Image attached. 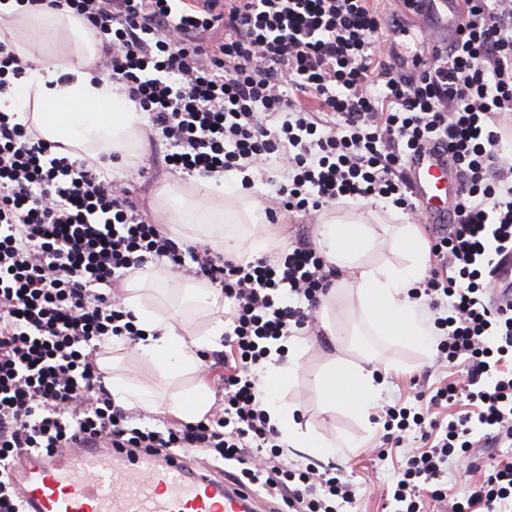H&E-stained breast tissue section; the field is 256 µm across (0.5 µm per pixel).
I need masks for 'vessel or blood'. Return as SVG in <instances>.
Listing matches in <instances>:
<instances>
[{
    "label": "vessel or blood",
    "mask_w": 512,
    "mask_h": 512,
    "mask_svg": "<svg viewBox=\"0 0 512 512\" xmlns=\"http://www.w3.org/2000/svg\"><path fill=\"white\" fill-rule=\"evenodd\" d=\"M463 36L461 0H424L412 25ZM412 198L426 221H455L460 178L449 154L430 152L409 164ZM26 512H251L252 493L233 482L187 468L177 455L127 453L95 442L74 444L45 460L26 457L14 468Z\"/></svg>",
    "instance_id": "1"
}]
</instances>
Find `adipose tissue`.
I'll use <instances>...</instances> for the list:
<instances>
[{"instance_id": "obj_1", "label": "adipose tissue", "mask_w": 512, "mask_h": 512, "mask_svg": "<svg viewBox=\"0 0 512 512\" xmlns=\"http://www.w3.org/2000/svg\"><path fill=\"white\" fill-rule=\"evenodd\" d=\"M0 12L15 17L17 25L27 29L24 38L14 45L24 73L10 92L0 95V111L27 116L42 138L81 149L88 158H97L104 151L139 158L143 114L100 68L101 46L82 20L50 8L22 9L15 0L0 5ZM50 34L71 40V49L55 57L44 54L41 45ZM243 178V173L234 171L207 180L188 198L167 185L160 189L159 196L177 206L182 223L208 226L209 244L214 251L231 252L249 262L268 249V238L253 234L243 248L224 231L228 224L256 225L265 220L260 202L243 192ZM365 205V200L354 201L345 215L322 220L316 227L318 245L326 262L342 271L341 287L355 295L378 335L428 351L434 327L409 297L410 289L425 276L427 245L411 223L397 225L390 239H383L375 225L367 223L362 213ZM385 244L399 255V262L369 261V254ZM152 286L146 271L137 272L126 285L124 305L142 332L133 353L149 361L162 376L197 375L196 384L168 406L167 412L185 422L201 420L212 407L213 394L199 377L203 364L200 353L222 347L224 320L218 312L224 301L213 288L190 286L197 307L214 314L209 328L199 335L146 300L145 293ZM304 345V340L291 339L286 363L266 362L260 388L270 423L278 431L281 443L326 459L336 455V448L321 435L304 429L296 419V405L285 397ZM99 368L117 405L158 411V402L149 388L113 374L111 358L100 359ZM379 374L380 368L371 358L355 362L331 357L318 379L324 406H340L368 419L381 390Z\"/></svg>"}]
</instances>
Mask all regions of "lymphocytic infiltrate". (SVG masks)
<instances>
[{
  "instance_id": "obj_1",
  "label": "lymphocytic infiltrate",
  "mask_w": 512,
  "mask_h": 512,
  "mask_svg": "<svg viewBox=\"0 0 512 512\" xmlns=\"http://www.w3.org/2000/svg\"><path fill=\"white\" fill-rule=\"evenodd\" d=\"M26 2L69 11L93 32L104 68L148 116L147 165L201 179L266 169L269 223L285 212L313 220L343 197L418 213L409 157L450 152L459 220L433 232L434 264L409 297L442 310L438 352L466 377L435 386L428 412L380 410L385 444L401 447L412 430L423 443L404 456L393 498L401 512H422L426 499L448 512H512V303L490 299L486 280L497 255L512 252V0H464V37L428 52L413 77L386 63L371 0ZM115 160L70 158L0 112V512H24L10 477L17 457L82 438L213 455L287 512L355 505L340 477L284 461L257 374L269 341L312 322L337 269L302 234L248 263L181 244L113 175ZM150 262L220 291L231 308L224 344L236 355L221 408L162 430L135 427L134 412L113 405L96 363L103 337L139 339L120 288ZM479 443L495 449L482 481L466 502H448L443 464Z\"/></svg>"
}]
</instances>
